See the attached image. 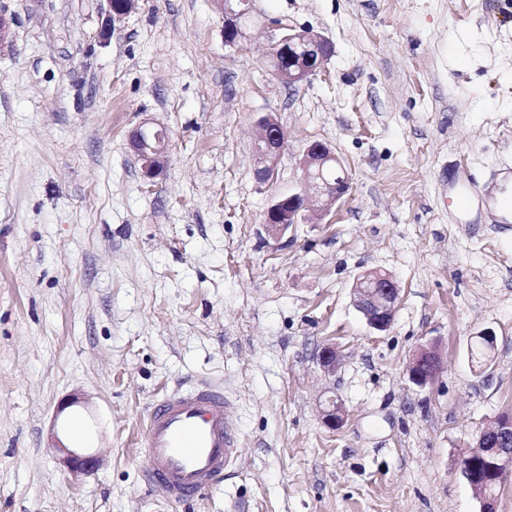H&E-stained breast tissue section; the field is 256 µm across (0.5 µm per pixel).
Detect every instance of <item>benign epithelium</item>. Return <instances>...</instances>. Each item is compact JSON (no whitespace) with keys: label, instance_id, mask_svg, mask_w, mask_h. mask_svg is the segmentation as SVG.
Wrapping results in <instances>:
<instances>
[{"label":"benign epithelium","instance_id":"benign-epithelium-1","mask_svg":"<svg viewBox=\"0 0 512 512\" xmlns=\"http://www.w3.org/2000/svg\"><path fill=\"white\" fill-rule=\"evenodd\" d=\"M224 13V44L238 48L246 39L244 17L252 12L253 0H215ZM138 0H108V18L103 35H108L112 22L119 20L137 7ZM288 51V65H280L274 75L284 84L295 86L317 74L328 54V44L321 37L307 31L290 29L279 35L272 46L271 56ZM261 132L255 144L256 177L261 183L274 180L277 160L284 146V132L275 120L266 115L259 119ZM130 146L143 164L145 175L153 179L162 174L167 162V132L163 127L145 128L135 131ZM300 188L275 198L265 214L267 231L279 236L290 227L308 221V213L325 214L350 189L349 175L335 153L323 143L309 145L300 162ZM327 169L336 171V180L327 183L322 173ZM352 301L363 315L367 325L374 331L387 332L394 324L400 288L393 278L380 271H369L355 282ZM319 366L330 375L340 363V355L332 344L321 347ZM441 365V353L437 342L432 341L421 347L407 365L409 381L423 388L431 384ZM345 409L340 400L329 399L323 409L326 425L334 430L344 423ZM97 457L93 454L70 450L66 463L75 472L94 468ZM485 463L492 476L493 485L503 483L512 474V411L498 415L495 420L479 429L473 439L470 461L461 463V473L467 484L480 496V512H497V495L491 492L487 480L473 474V468Z\"/></svg>","mask_w":512,"mask_h":512}]
</instances>
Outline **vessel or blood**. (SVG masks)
I'll return each instance as SVG.
<instances>
[{
  "label": "vessel or blood",
  "mask_w": 512,
  "mask_h": 512,
  "mask_svg": "<svg viewBox=\"0 0 512 512\" xmlns=\"http://www.w3.org/2000/svg\"><path fill=\"white\" fill-rule=\"evenodd\" d=\"M447 181L453 223H512V167L495 169L482 180L458 171ZM231 411L223 392L205 382L168 393L145 419L144 482L179 502L222 480L242 452Z\"/></svg>",
  "instance_id": "b4317fda"
}]
</instances>
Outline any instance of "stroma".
<instances>
[{
	"mask_svg": "<svg viewBox=\"0 0 512 512\" xmlns=\"http://www.w3.org/2000/svg\"><path fill=\"white\" fill-rule=\"evenodd\" d=\"M0 10V512H479L460 463L512 409V224L449 223L443 175L512 166V0H254L240 50L215 0H139L106 37V0ZM287 28L331 46L293 87L268 57ZM266 114L285 144L261 183ZM146 121L170 140L153 179L129 144ZM315 141L350 191L272 238L266 210ZM370 270L401 288L381 334L350 296ZM433 340L421 389L406 367ZM199 380L243 454L177 503L142 480L143 424ZM59 441L96 468L73 472ZM441 365V353L437 342L432 341L422 346L407 365L409 381L423 388L431 384Z\"/></svg>",
	"mask_w": 512,
	"mask_h": 512,
	"instance_id": "35a3bbf8",
	"label": "stroma"
}]
</instances>
